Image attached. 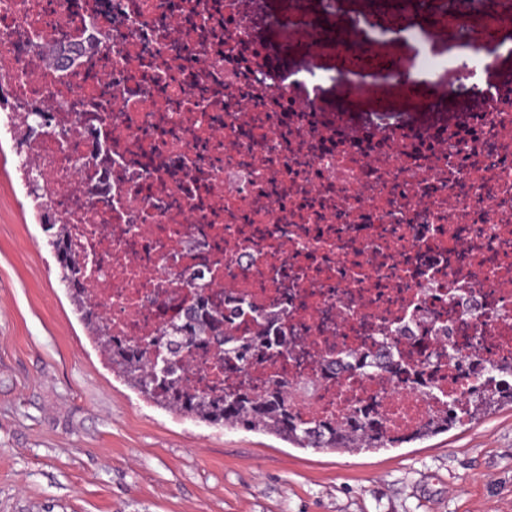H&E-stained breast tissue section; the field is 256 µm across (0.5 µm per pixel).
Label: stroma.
Returning <instances> with one entry per match:
<instances>
[{
	"label": "stroma",
	"mask_w": 512,
	"mask_h": 512,
	"mask_svg": "<svg viewBox=\"0 0 512 512\" xmlns=\"http://www.w3.org/2000/svg\"><path fill=\"white\" fill-rule=\"evenodd\" d=\"M323 100L419 110L378 78ZM0 139V512H512V406L376 453L299 448L147 404L117 379L59 281Z\"/></svg>",
	"instance_id": "obj_1"
}]
</instances>
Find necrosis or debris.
Masks as SVG:
<instances>
[{
    "mask_svg": "<svg viewBox=\"0 0 512 512\" xmlns=\"http://www.w3.org/2000/svg\"><path fill=\"white\" fill-rule=\"evenodd\" d=\"M427 7L480 79V105L412 123L351 124L326 107L342 76L273 64L256 0H0V136L37 181V223L66 225L82 286L112 335L150 336L210 281L277 313L310 351L273 362L292 409L346 422L375 404L405 434L468 408L512 361V82L489 81L490 29ZM50 41L71 59L45 63ZM452 357L441 356V330ZM410 374L385 370L381 350ZM365 373L350 381L347 356Z\"/></svg>",
    "mask_w": 512,
    "mask_h": 512,
    "instance_id": "necrosis-or-debris-1",
    "label": "necrosis or debris"
}]
</instances>
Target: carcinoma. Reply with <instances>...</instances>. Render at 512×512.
Here are the masks:
<instances>
[{"instance_id": "carcinoma-1", "label": "carcinoma", "mask_w": 512, "mask_h": 512, "mask_svg": "<svg viewBox=\"0 0 512 512\" xmlns=\"http://www.w3.org/2000/svg\"><path fill=\"white\" fill-rule=\"evenodd\" d=\"M44 230L57 258L60 281L92 335L108 354L112 371L147 401L189 419L224 428L264 431L300 448L376 451L446 431L474 419L481 409L499 401L512 403L511 386L485 387L473 393L466 418L457 417L453 410L446 409L430 416L417 432L407 437L387 433L371 404L358 410L351 428L331 421L304 422L289 405L288 378H269L258 388L247 381V372L253 364L264 359L276 360L288 351V341L270 334V326L280 317L263 316L266 326L251 335L234 332L229 323L224 331L214 330L211 337L204 340L198 337L191 323H169L149 343L135 338L118 339L108 332L97 305L82 291L79 259L67 246V226L46 224ZM192 351L198 357L212 355L224 369L241 374V381L222 389L192 385L177 372V364Z\"/></svg>"}]
</instances>
